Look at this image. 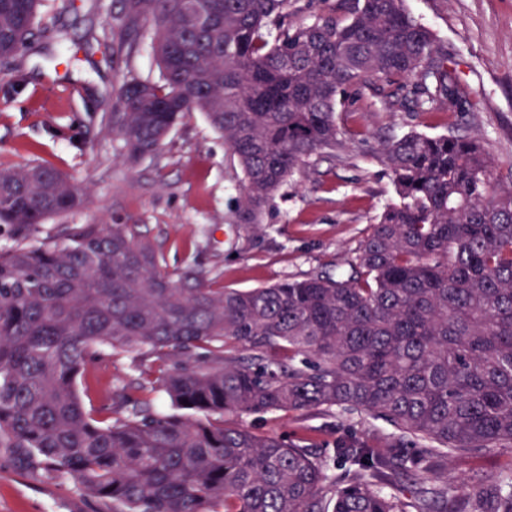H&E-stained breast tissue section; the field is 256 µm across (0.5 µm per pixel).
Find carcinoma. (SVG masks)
Listing matches in <instances>:
<instances>
[{
  "mask_svg": "<svg viewBox=\"0 0 512 512\" xmlns=\"http://www.w3.org/2000/svg\"><path fill=\"white\" fill-rule=\"evenodd\" d=\"M40 0H0V58ZM124 0L137 43L153 28L155 83H125L112 134L137 161L201 112L244 173L240 223L318 153L344 147L336 114L377 97L408 112L471 104L448 50L404 0ZM278 34L269 39L270 24ZM396 200L347 280L314 275L241 291L194 263L170 271L139 224H83L21 240L81 204L52 167L0 169V448L69 479L106 512H512V464L448 494L434 460L512 444V180L455 128L388 140ZM242 354L224 358V344ZM145 351L179 414L127 387L82 399L87 361ZM188 404H183V401ZM335 407L389 422L390 448L301 441L224 415Z\"/></svg>",
  "mask_w": 512,
  "mask_h": 512,
  "instance_id": "1",
  "label": "carcinoma"
}]
</instances>
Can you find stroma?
<instances>
[{"instance_id": "stroma-1", "label": "stroma", "mask_w": 512, "mask_h": 512, "mask_svg": "<svg viewBox=\"0 0 512 512\" xmlns=\"http://www.w3.org/2000/svg\"><path fill=\"white\" fill-rule=\"evenodd\" d=\"M459 63L471 112L412 114L380 102L339 116L355 138L344 150L314 157L268 201L261 232L238 219L236 157L200 113L183 118L157 154L133 162L106 118L125 82L158 81L150 38L131 44L122 28L123 0H41L34 35L18 55L0 60V168L47 164L81 188L82 206L33 230L37 244L79 224H138L162 250L168 269L196 260L215 287L258 288L284 279L351 272L370 228L395 198L381 163L382 140L415 130L456 126L477 136L495 161V176L512 172V0H406ZM141 353L96 356L84 379L96 405L116 387L156 379ZM229 425L302 439L323 455L337 443L387 448L392 426L334 408L227 416ZM512 462V450L440 461L439 475L467 486ZM72 482L29 470L0 448V512H104Z\"/></svg>"}]
</instances>
